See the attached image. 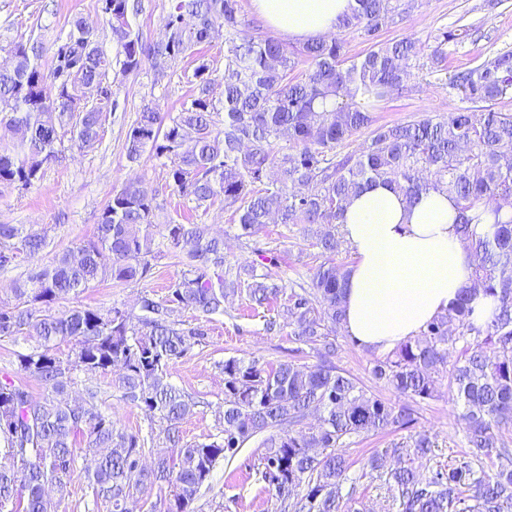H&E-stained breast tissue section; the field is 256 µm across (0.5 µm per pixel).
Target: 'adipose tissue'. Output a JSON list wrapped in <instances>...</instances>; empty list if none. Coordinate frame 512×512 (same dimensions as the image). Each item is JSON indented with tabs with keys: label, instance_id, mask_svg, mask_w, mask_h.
Returning <instances> with one entry per match:
<instances>
[{
	"label": "adipose tissue",
	"instance_id": "1",
	"mask_svg": "<svg viewBox=\"0 0 512 512\" xmlns=\"http://www.w3.org/2000/svg\"><path fill=\"white\" fill-rule=\"evenodd\" d=\"M353 0H252L278 34L308 41L330 33ZM446 195L415 206L382 184L366 186L347 206L341 233L355 261L344 287V330L383 355L416 337L471 285V259L456 234Z\"/></svg>",
	"mask_w": 512,
	"mask_h": 512
}]
</instances>
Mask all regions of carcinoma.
I'll use <instances>...</instances> for the list:
<instances>
[{
    "instance_id": "carcinoma-1",
    "label": "carcinoma",
    "mask_w": 512,
    "mask_h": 512,
    "mask_svg": "<svg viewBox=\"0 0 512 512\" xmlns=\"http://www.w3.org/2000/svg\"><path fill=\"white\" fill-rule=\"evenodd\" d=\"M109 2L105 20L119 47L116 60L79 18L55 43L48 71L41 67L43 42L22 38L10 47L9 62L0 65V114L8 117L12 139L0 141V181L33 185L44 164L58 159L57 144L67 134L79 150L96 143L108 103L81 101L77 85L107 82L114 61L124 74L147 61L162 75L169 60L193 54L219 28L224 71L199 62L198 93L174 117L143 108L126 136L128 159L136 162L148 149L166 158L181 196L197 210L223 203L240 238L254 236L273 215L279 224L317 225L323 253L336 252L340 220L364 186L381 183L410 204L426 192L442 193L474 257L472 286L419 336L374 360L373 377L408 398L402 404L379 398L333 362L349 266L323 262L309 287L287 294L252 265L231 274L224 239L202 222L166 225L174 244L191 249L165 297H143L140 313L56 311L57 303L97 282L125 285L148 276L157 205L140 182L128 180L112 193L96 239L32 271L14 288L13 302H0V341L37 337V345L17 355V374L51 388L37 401L20 379L0 377V512H56L45 486L62 491L78 471L110 512H195L216 464L260 435L261 480L283 512H349L357 478L340 449L351 438L409 428L413 405L440 397L444 384L465 424L468 451L448 467L433 466L435 442L424 432L373 454L367 467L375 471L388 454L396 456L384 484L399 512H512V112L500 107L512 101V52L448 77L466 103L458 111L377 125L374 103L404 88L420 52L411 38L381 43L378 34L403 21L413 0H355L329 35L299 45L252 32L240 0H170L165 39L147 43L130 23L139 4ZM354 32L371 43L361 56L346 53L345 35ZM468 32L464 26L443 32L430 68L447 69L445 45ZM301 64L306 69L299 72ZM217 81L224 85L221 109L210 99ZM364 129L370 135L359 150L336 153ZM282 139L285 152L277 148ZM487 211L497 216L491 238L471 229ZM47 246L44 229L0 224L1 267ZM479 289L497 302L484 326L470 318ZM229 290L260 307L285 298L283 323L270 319L266 329L290 328L288 335L314 351L317 362L292 359L266 368L257 360H225L220 434L182 445L179 425L197 402L169 382L170 368L205 332L182 328L171 316L221 315ZM63 343L71 345L66 355L59 353ZM111 372L121 401L149 423L166 425L172 450L154 448L151 433L122 427L99 404L94 385L85 387L81 403H71L77 374ZM312 412L316 421L305 423Z\"/></svg>"
}]
</instances>
